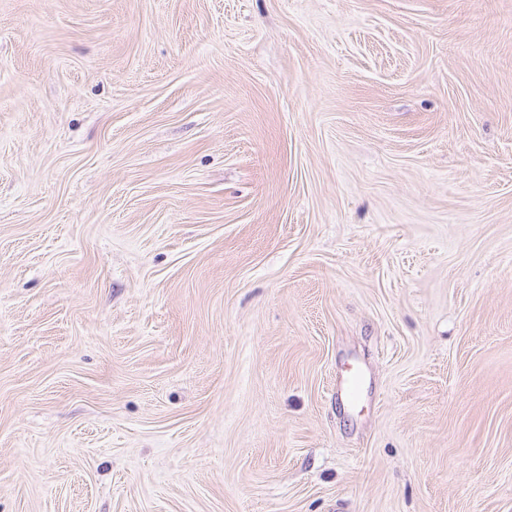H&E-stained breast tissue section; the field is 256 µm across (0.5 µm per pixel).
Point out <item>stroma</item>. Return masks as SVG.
<instances>
[{
  "instance_id": "obj_1",
  "label": "stroma",
  "mask_w": 512,
  "mask_h": 512,
  "mask_svg": "<svg viewBox=\"0 0 512 512\" xmlns=\"http://www.w3.org/2000/svg\"><path fill=\"white\" fill-rule=\"evenodd\" d=\"M0 512H512V0H0Z\"/></svg>"
}]
</instances>
